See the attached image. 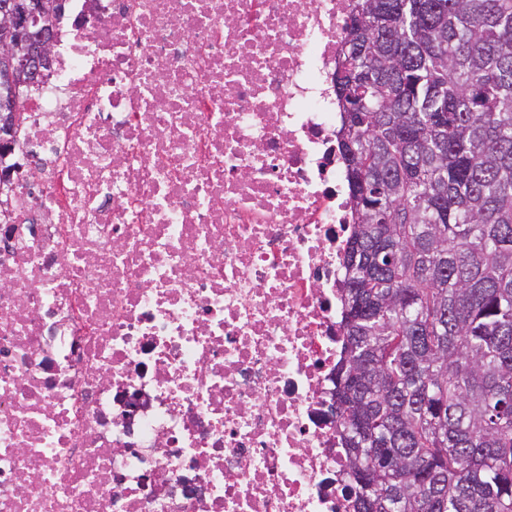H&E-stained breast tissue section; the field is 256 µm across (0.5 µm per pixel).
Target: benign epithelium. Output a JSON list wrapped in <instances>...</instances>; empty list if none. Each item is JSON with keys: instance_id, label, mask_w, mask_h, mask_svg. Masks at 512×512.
<instances>
[{"instance_id": "obj_1", "label": "benign epithelium", "mask_w": 512, "mask_h": 512, "mask_svg": "<svg viewBox=\"0 0 512 512\" xmlns=\"http://www.w3.org/2000/svg\"><path fill=\"white\" fill-rule=\"evenodd\" d=\"M53 8L54 0H30L23 21L14 13L0 14V78L15 92L29 70L49 57L53 35L47 21Z\"/></svg>"}]
</instances>
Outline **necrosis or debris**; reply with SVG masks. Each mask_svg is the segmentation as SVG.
<instances>
[{
    "mask_svg": "<svg viewBox=\"0 0 512 512\" xmlns=\"http://www.w3.org/2000/svg\"><path fill=\"white\" fill-rule=\"evenodd\" d=\"M350 6L68 0L0 150V512H355Z\"/></svg>",
    "mask_w": 512,
    "mask_h": 512,
    "instance_id": "1",
    "label": "necrosis or debris"
}]
</instances>
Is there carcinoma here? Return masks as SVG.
<instances>
[{"label":"carcinoma","instance_id":"cac0c4a2","mask_svg":"<svg viewBox=\"0 0 512 512\" xmlns=\"http://www.w3.org/2000/svg\"><path fill=\"white\" fill-rule=\"evenodd\" d=\"M345 38L356 512H512V0H352Z\"/></svg>","mask_w":512,"mask_h":512}]
</instances>
